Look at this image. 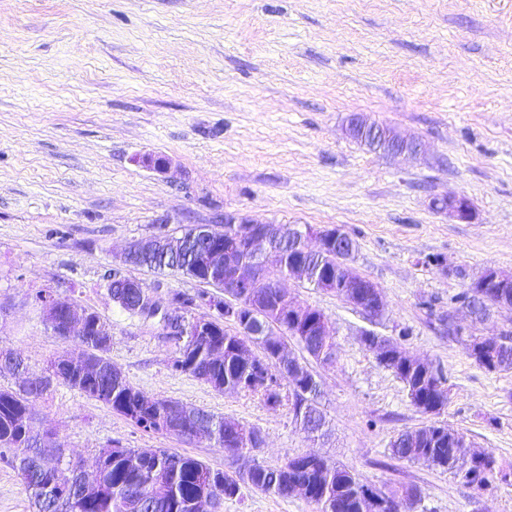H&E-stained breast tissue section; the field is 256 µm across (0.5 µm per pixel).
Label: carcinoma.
I'll list each match as a JSON object with an SVG mask.
<instances>
[{
    "mask_svg": "<svg viewBox=\"0 0 512 512\" xmlns=\"http://www.w3.org/2000/svg\"><path fill=\"white\" fill-rule=\"evenodd\" d=\"M317 278L328 274L333 279L359 277L352 268L338 266L336 248L313 251L301 256ZM494 269L489 267L469 277V283L485 284L486 299L478 297L480 289L468 287L457 300L473 305L482 314L488 307L501 301L512 303V284L502 288L493 282ZM185 310L199 311L198 318L188 323V339L197 344L193 350V365L182 372L206 383L213 390L224 392L246 391L258 395L271 407L283 405L281 391H269L253 384L255 365L241 360L240 351L246 336L241 325L249 314L246 299L234 288L224 289L219 301L207 298V291L193 295L172 294ZM282 303L276 297L266 300L265 315L271 323L284 324L282 335L273 343L260 344L255 357L275 365L277 345L284 339H293L307 354L324 367L336 361V337L296 336L291 332L292 322L281 317ZM233 318L234 326L226 328L218 323L210 336H196L197 319ZM99 315L91 318L83 335L63 336L67 347L47 368L46 382L37 385L20 384L15 389L0 388V461L18 471L24 490L29 494L34 512H192L187 505L200 500L211 503L213 512H220L226 499L238 498L242 487L272 493L280 498L295 496L302 487V495L314 504L318 512H417L415 486H401L388 491L366 481L352 467L338 465L324 456L307 457L295 454L281 464L271 467L253 461L247 474L214 469L205 462L166 448H101L100 474L97 486L83 493L81 488L69 492L70 482L62 448H39L41 431L25 412L32 403L51 387L63 383L88 398L94 399L123 415L137 427L150 432L173 434L176 421L182 420L193 434L187 440L205 438L230 457L240 458L256 448L260 432L238 420L226 419L201 408L187 406L173 399L152 398L153 406L145 408L147 395L133 386L127 378L112 377V359L108 351L112 336L96 335ZM490 361L484 369L491 372L512 370V337H494V346L487 352ZM397 377L405 385L411 403L425 414L420 402L430 403L429 383L419 370L413 374L400 372ZM314 378L307 370L302 385L282 380L291 398V411L303 412L304 424L321 431L326 417L317 405V395L309 386ZM459 432L445 425H423L397 433L389 443V453L401 461L424 460L437 470L461 476L466 484L482 488L501 473L496 458L485 452H475L474 463L464 472L456 465L452 450Z\"/></svg>",
    "mask_w": 512,
    "mask_h": 512,
    "instance_id": "1",
    "label": "carcinoma"
}]
</instances>
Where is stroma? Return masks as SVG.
Instances as JSON below:
<instances>
[{"label": "stroma", "mask_w": 512, "mask_h": 512, "mask_svg": "<svg viewBox=\"0 0 512 512\" xmlns=\"http://www.w3.org/2000/svg\"><path fill=\"white\" fill-rule=\"evenodd\" d=\"M361 113L420 141L417 158L347 137ZM166 158L159 171L143 156ZM466 196L471 222L433 210ZM232 213L342 227L351 261L383 292L371 319L291 280L288 293L336 331L333 366H316L327 436L312 440L287 407L220 393L173 370L159 320L128 314L107 277L130 242L168 228L223 229ZM512 273V0H0V348L42 373L64 345L37 303L51 292L97 312L109 355L147 395L260 431L268 466L316 452L381 489L417 486L418 512H512V371L469 354L475 336L512 333V310L475 319L456 303L458 269ZM160 299L200 285L127 267ZM371 331L441 365L448 405L424 415L361 342ZM66 454L168 448L234 472L208 442L147 433L56 383L33 403ZM441 424L507 471L488 489L389 455L398 432ZM223 512H315L303 497L244 489Z\"/></svg>", "instance_id": "obj_1"}]
</instances>
